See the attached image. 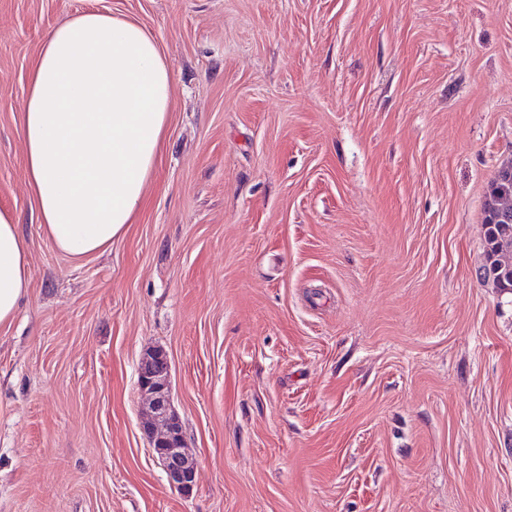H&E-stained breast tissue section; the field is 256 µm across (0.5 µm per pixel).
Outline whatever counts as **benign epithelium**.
<instances>
[{"mask_svg":"<svg viewBox=\"0 0 512 512\" xmlns=\"http://www.w3.org/2000/svg\"><path fill=\"white\" fill-rule=\"evenodd\" d=\"M512 239L507 237L492 256L495 287L512 288ZM171 365L162 351H153L139 368L138 387L146 402L143 432L153 455L165 472L169 483L184 494L197 483L198 465L186 452L183 424L175 411L170 393Z\"/></svg>","mask_w":512,"mask_h":512,"instance_id":"1","label":"benign epithelium"}]
</instances>
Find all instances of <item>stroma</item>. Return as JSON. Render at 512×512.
<instances>
[{
  "label": "stroma",
  "mask_w": 512,
  "mask_h": 512,
  "mask_svg": "<svg viewBox=\"0 0 512 512\" xmlns=\"http://www.w3.org/2000/svg\"><path fill=\"white\" fill-rule=\"evenodd\" d=\"M84 9L157 39L171 110L102 254L33 214L19 110ZM512 163V0H0V512H512V292L480 281ZM171 362L170 486L138 371ZM32 277L28 245L21 234L18 217L0 210V324L16 316ZM171 365L163 351H153L139 368L138 387L146 402L143 432L169 483L190 493L197 483L198 465L186 452L183 424L170 393Z\"/></svg>",
  "instance_id": "35a3bbf8"
}]
</instances>
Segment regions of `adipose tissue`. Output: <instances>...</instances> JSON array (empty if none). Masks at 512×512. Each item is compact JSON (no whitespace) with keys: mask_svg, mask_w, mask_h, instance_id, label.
<instances>
[{"mask_svg":"<svg viewBox=\"0 0 512 512\" xmlns=\"http://www.w3.org/2000/svg\"><path fill=\"white\" fill-rule=\"evenodd\" d=\"M171 107L170 73L139 24L95 10L51 28L18 132L36 220L60 252L98 254L143 206ZM32 277L18 217L0 210V324Z\"/></svg>","mask_w":512,"mask_h":512,"instance_id":"obj_1","label":"adipose tissue"}]
</instances>
